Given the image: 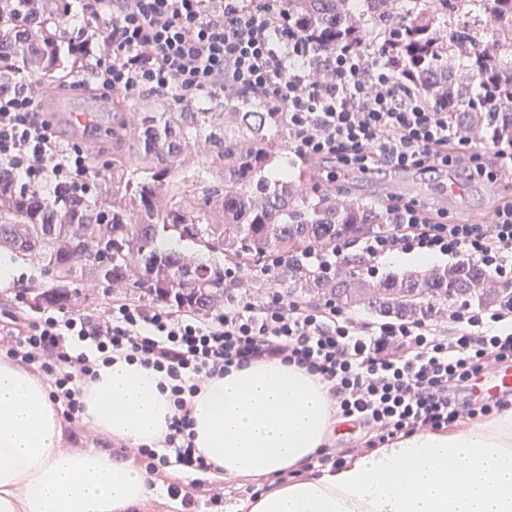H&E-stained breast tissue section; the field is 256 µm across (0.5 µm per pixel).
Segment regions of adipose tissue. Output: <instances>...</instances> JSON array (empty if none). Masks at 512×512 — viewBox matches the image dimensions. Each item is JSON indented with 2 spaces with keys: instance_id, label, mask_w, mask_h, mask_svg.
<instances>
[{
  "instance_id": "1",
  "label": "adipose tissue",
  "mask_w": 512,
  "mask_h": 512,
  "mask_svg": "<svg viewBox=\"0 0 512 512\" xmlns=\"http://www.w3.org/2000/svg\"><path fill=\"white\" fill-rule=\"evenodd\" d=\"M160 373L116 358L82 390L85 424L152 445L173 415ZM47 379L0 359V512H157L167 493L133 460L69 448ZM195 446L221 479L272 477L245 512H512V408L420 430L298 477L336 418L325 382L278 362L209 379L192 398Z\"/></svg>"
}]
</instances>
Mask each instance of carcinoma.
I'll list each match as a JSON object with an SVG mask.
<instances>
[{"instance_id": "1", "label": "carcinoma", "mask_w": 512, "mask_h": 512, "mask_svg": "<svg viewBox=\"0 0 512 512\" xmlns=\"http://www.w3.org/2000/svg\"><path fill=\"white\" fill-rule=\"evenodd\" d=\"M288 28L320 57L342 47L390 53L454 121L512 144V0H283ZM85 0H0V91L74 75ZM121 119L85 153L88 186L32 185L0 164V251L40 262L38 308L65 309L85 284L141 292L205 314L224 304V269L265 268L297 298L332 299L387 319L434 318L457 303L512 294L459 260L370 276L347 258L326 272L314 249L382 233V204L307 191L310 172L278 165L288 115L220 90L156 110L118 104Z\"/></svg>"}]
</instances>
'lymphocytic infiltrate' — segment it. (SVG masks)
I'll return each mask as SVG.
<instances>
[{
    "instance_id": "lymphocytic-infiltrate-1",
    "label": "lymphocytic infiltrate",
    "mask_w": 512,
    "mask_h": 512,
    "mask_svg": "<svg viewBox=\"0 0 512 512\" xmlns=\"http://www.w3.org/2000/svg\"><path fill=\"white\" fill-rule=\"evenodd\" d=\"M281 0H112V21L82 42L94 57L89 81L102 96L136 100L176 91L193 101L213 90L245 94L288 115L291 154L328 182L349 169L416 171L463 181L512 176V151L487 154V137L458 126L447 108L412 90L383 55L343 48L324 77L294 69L310 46L283 25ZM0 161L29 181L80 184L79 148H61L53 122L26 87L0 93ZM395 224L366 238L369 263L396 253L470 259L512 286V204L490 224L433 219L420 202L390 197ZM165 374L174 413L157 446L136 450L147 471L177 464L204 473L214 463L194 445L188 405L207 379L231 368L279 362L326 382L336 414L366 428L368 447L419 430L439 431L512 406V395L471 402L459 392L512 363V297L459 305L447 324L404 318L366 322L333 301L317 305L269 292L205 314L116 303L99 313L43 310L37 319L0 312V355L48 378L68 423L83 411L80 387L114 355Z\"/></svg>"
}]
</instances>
